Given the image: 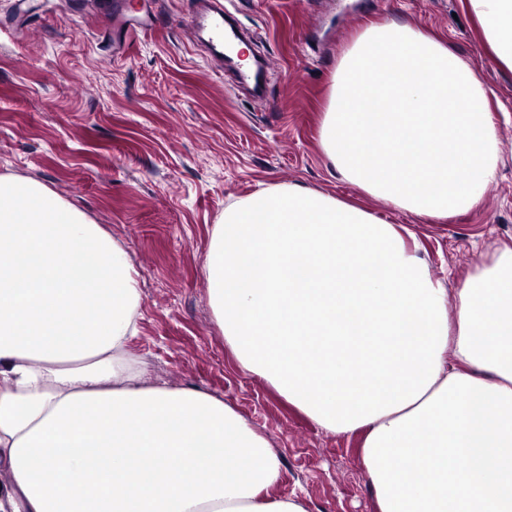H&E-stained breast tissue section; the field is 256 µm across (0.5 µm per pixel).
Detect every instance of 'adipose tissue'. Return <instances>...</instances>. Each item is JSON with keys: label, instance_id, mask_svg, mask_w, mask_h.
<instances>
[{"label": "adipose tissue", "instance_id": "adipose-tissue-1", "mask_svg": "<svg viewBox=\"0 0 512 512\" xmlns=\"http://www.w3.org/2000/svg\"><path fill=\"white\" fill-rule=\"evenodd\" d=\"M512 72V0H466ZM488 92L447 40L360 30L331 75L320 144L344 179L445 222L502 159ZM411 231L277 185L230 204L205 261L240 366L335 434L363 432L377 512H512V247L448 292ZM138 271L41 182L0 174V512H308L223 400L145 383Z\"/></svg>", "mask_w": 512, "mask_h": 512}]
</instances>
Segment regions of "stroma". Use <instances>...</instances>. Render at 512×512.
I'll return each instance as SVG.
<instances>
[{
  "instance_id": "35a3bbf8",
  "label": "stroma",
  "mask_w": 512,
  "mask_h": 512,
  "mask_svg": "<svg viewBox=\"0 0 512 512\" xmlns=\"http://www.w3.org/2000/svg\"><path fill=\"white\" fill-rule=\"evenodd\" d=\"M259 34L265 96L215 73L187 31L192 0H125L154 24L115 53L97 0H0V174L40 181L123 244L139 273L144 377L193 387L238 411L281 462L274 492L309 512H376L362 433L320 428L242 369L218 327L204 274L225 208L260 188L298 184L407 225L432 272L456 287L512 247V73L487 56L465 0H223ZM445 36L495 95L502 163L482 205L428 224L340 179L319 145L339 53L373 21Z\"/></svg>"
}]
</instances>
